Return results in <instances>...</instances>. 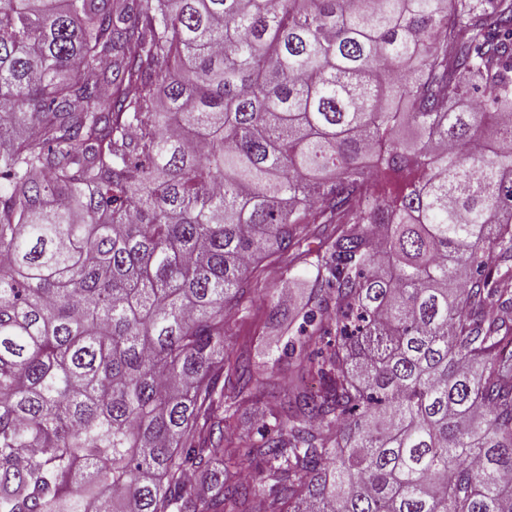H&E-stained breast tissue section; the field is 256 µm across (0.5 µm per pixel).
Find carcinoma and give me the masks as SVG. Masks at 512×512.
Instances as JSON below:
<instances>
[{"instance_id":"carcinoma-1","label":"carcinoma","mask_w":512,"mask_h":512,"mask_svg":"<svg viewBox=\"0 0 512 512\" xmlns=\"http://www.w3.org/2000/svg\"><path fill=\"white\" fill-rule=\"evenodd\" d=\"M510 293L512 0H0V512H512ZM270 263L267 271V290L257 292L251 301L250 315L243 320L231 321L225 327L224 351H245L253 361L259 364L263 377H269L263 366L268 353L276 347H283L288 340V323L292 322L303 303L307 291L305 270L297 264H290L287 255H274L264 264ZM293 268L288 271V266ZM285 294L290 305L281 303L277 315L273 313L274 302L279 295ZM267 417V407L262 401L257 404H249L243 410L241 417H239L234 427L235 438L244 436L248 432L260 427L267 422Z\"/></svg>"}]
</instances>
